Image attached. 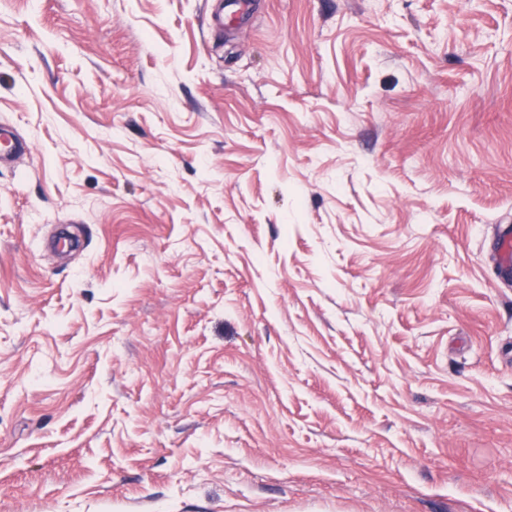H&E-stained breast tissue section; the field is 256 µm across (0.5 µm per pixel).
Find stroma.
<instances>
[{
    "mask_svg": "<svg viewBox=\"0 0 512 512\" xmlns=\"http://www.w3.org/2000/svg\"><path fill=\"white\" fill-rule=\"evenodd\" d=\"M0 124V512H512V0H0Z\"/></svg>",
    "mask_w": 512,
    "mask_h": 512,
    "instance_id": "1",
    "label": "stroma"
}]
</instances>
